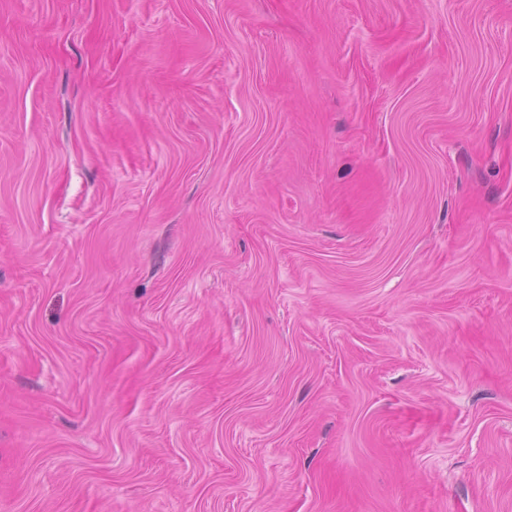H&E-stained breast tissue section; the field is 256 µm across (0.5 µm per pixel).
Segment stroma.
Instances as JSON below:
<instances>
[{"label": "stroma", "mask_w": 512, "mask_h": 512, "mask_svg": "<svg viewBox=\"0 0 512 512\" xmlns=\"http://www.w3.org/2000/svg\"><path fill=\"white\" fill-rule=\"evenodd\" d=\"M0 512H512V0H0Z\"/></svg>", "instance_id": "obj_1"}]
</instances>
